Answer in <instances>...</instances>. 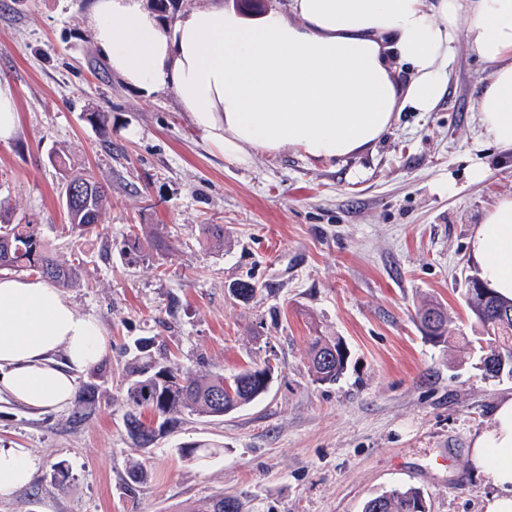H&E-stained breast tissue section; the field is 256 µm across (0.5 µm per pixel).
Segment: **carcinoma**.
I'll return each mask as SVG.
<instances>
[{"instance_id": "carcinoma-1", "label": "carcinoma", "mask_w": 512, "mask_h": 512, "mask_svg": "<svg viewBox=\"0 0 512 512\" xmlns=\"http://www.w3.org/2000/svg\"><path fill=\"white\" fill-rule=\"evenodd\" d=\"M63 175V201L71 228L82 234L92 233L101 224L108 204L109 185L98 181L89 172H75L64 160H59ZM83 188L78 200L69 201L70 190ZM201 237L207 243L224 241V225H201ZM166 241L153 229L133 231L125 247L133 255L142 251L160 250ZM26 271L62 288L80 283V265L58 258L41 232V225L27 222L12 224L0 214V271ZM466 304L486 335L489 353L482 359L485 375L495 378L502 372L512 374V321L497 319L500 310H512V300L470 286ZM424 337L437 344L448 342V313L439 305L429 303L417 313ZM342 341L329 336H312L308 342L309 369L317 383H334L345 372L346 353ZM336 360L323 364L330 351ZM271 367L264 365L246 369L228 379L221 373L184 371L166 363V358H138L128 366L130 380L124 394L126 411L123 421L127 436L138 448H149L169 433L185 413L220 418L252 403L268 391L260 376ZM385 512H428L422 492L414 487H399L385 494ZM197 512H241L239 502L227 509V498L209 499Z\"/></svg>"}]
</instances>
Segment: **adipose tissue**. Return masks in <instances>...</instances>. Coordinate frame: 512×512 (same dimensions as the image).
Segmentation results:
<instances>
[{
    "label": "adipose tissue",
    "mask_w": 512,
    "mask_h": 512,
    "mask_svg": "<svg viewBox=\"0 0 512 512\" xmlns=\"http://www.w3.org/2000/svg\"><path fill=\"white\" fill-rule=\"evenodd\" d=\"M89 23L114 75L146 97L171 89L201 138L239 163L254 149L329 162L373 147L399 112L435 108L461 32L491 66L475 101L482 132L512 146V0H288L256 18L214 0L170 24L142 0H94ZM470 252L488 286L512 298V196L485 213ZM106 351L98 322L59 291L0 278V391L64 408L76 372ZM468 453L495 488L485 512H512V395ZM37 467L25 449L0 448V496Z\"/></svg>",
    "instance_id": "adipose-tissue-1"
}]
</instances>
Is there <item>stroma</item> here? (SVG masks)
I'll use <instances>...</instances> for the list:
<instances>
[{
  "mask_svg": "<svg viewBox=\"0 0 512 512\" xmlns=\"http://www.w3.org/2000/svg\"><path fill=\"white\" fill-rule=\"evenodd\" d=\"M91 4L0 0V81L20 115L16 137L0 143V212L42 224L59 256L80 260L82 281L63 294L108 340L76 375L97 391L83 417L0 393V448L39 462L0 512H186L221 493L241 512H362L398 486L422 491L430 512H483L493 487L468 450L512 393V378L479 369L464 299L478 274L468 240L512 195V148L485 139L474 109L489 64L456 38L437 108L399 113L373 148L328 163L256 150L240 165L202 140L172 90L146 98L112 75L87 26ZM90 112L107 114L106 132ZM62 153L111 187L99 234L68 228ZM132 224L158 226L168 251L134 258L124 248ZM204 224L223 225V245L202 240ZM242 280L257 285L246 301L230 293ZM429 299L467 348L423 337L416 312ZM315 328L347 346L336 383L308 371ZM141 338L189 371L267 363L273 381L224 418L183 416L136 448L122 395ZM188 444L217 451L190 460ZM136 460L147 476L134 484Z\"/></svg>",
  "mask_w": 512,
  "mask_h": 512,
  "instance_id": "obj_1",
  "label": "stroma"
}]
</instances>
